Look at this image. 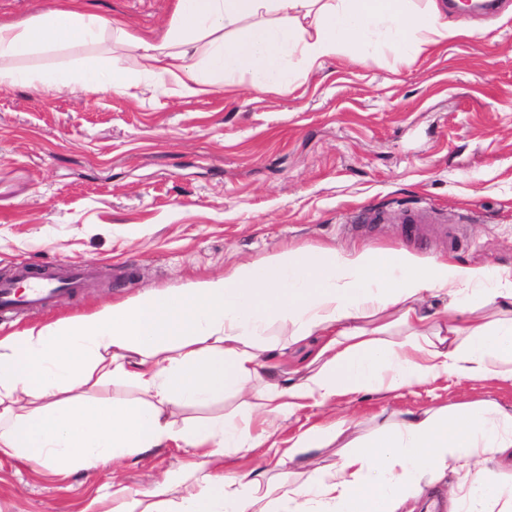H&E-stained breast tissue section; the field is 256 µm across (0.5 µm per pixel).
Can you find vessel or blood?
Masks as SVG:
<instances>
[{
  "label": "vessel or blood",
  "mask_w": 512,
  "mask_h": 512,
  "mask_svg": "<svg viewBox=\"0 0 512 512\" xmlns=\"http://www.w3.org/2000/svg\"><path fill=\"white\" fill-rule=\"evenodd\" d=\"M16 276V280L30 281L31 286L28 291L21 292L15 286L16 281H0L1 317L38 311L57 295L74 292L87 284V269L82 265L66 267L52 280L31 276L24 267L17 269Z\"/></svg>",
  "instance_id": "obj_1"
}]
</instances>
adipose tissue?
<instances>
[{"label":"adipose tissue","mask_w":512,"mask_h":512,"mask_svg":"<svg viewBox=\"0 0 512 512\" xmlns=\"http://www.w3.org/2000/svg\"><path fill=\"white\" fill-rule=\"evenodd\" d=\"M174 0L157 38L77 0L18 22L0 21V89L137 96L174 86L184 98L247 83L288 94L295 75L323 60H369L384 37L393 51L426 50L460 36L436 0ZM119 44L137 66L91 53ZM84 47L81 55L73 47ZM41 52L62 55L52 73L18 68ZM445 298L429 311L427 296ZM321 336L306 376L267 383L254 412L176 427L168 408L242 391L271 352L273 325ZM408 333L391 340L393 329ZM445 377L512 381V266H469L399 249L345 254L331 246L285 250L177 292L138 295L87 316L0 338V455L54 471L175 446L190 452L179 494L160 482L144 512H401L429 498L421 478L456 462L472 473L448 493V512H494L512 483L484 474L486 459L512 467V407L492 401L409 410L385 419L330 467L297 488L261 475L228 478L224 458L260 443L253 426L289 420L308 406L354 393L421 386ZM134 385L140 400H93L102 381Z\"/></svg>","instance_id":"adipose-tissue-1"}]
</instances>
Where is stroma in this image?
Returning a JSON list of instances; mask_svg holds the SVG:
<instances>
[{
    "label": "stroma",
    "mask_w": 512,
    "mask_h": 512,
    "mask_svg": "<svg viewBox=\"0 0 512 512\" xmlns=\"http://www.w3.org/2000/svg\"><path fill=\"white\" fill-rule=\"evenodd\" d=\"M492 10H449L468 33L395 56L373 41L362 67L345 57L299 74L289 95L243 87L182 98L52 96L0 90V278L22 264L89 267L86 288L57 297L0 336L90 314L151 290L257 263L283 249L330 244L351 252L406 248L469 265L512 266V0ZM121 14L137 33L163 31L173 0H85ZM432 209L447 235L411 238L401 211ZM280 379L322 345L269 331ZM493 400L512 406V382L439 380L393 393H360L307 407L268 444L224 459L231 478L256 471L296 487L330 465L338 444L281 465L314 425L341 418L370 434L386 416ZM243 395L176 403V426L234 415ZM188 458L167 448L92 471L50 472L0 456V512H87L101 487L141 501L155 483L180 490Z\"/></svg>",
    "instance_id": "obj_1"
}]
</instances>
